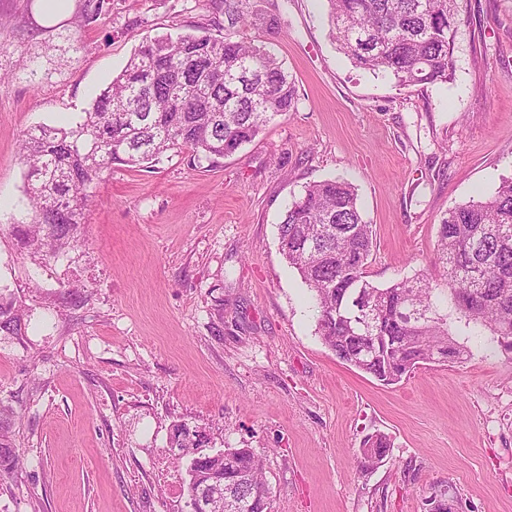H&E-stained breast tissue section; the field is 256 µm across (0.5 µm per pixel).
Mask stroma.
I'll use <instances>...</instances> for the list:
<instances>
[{
    "label": "stroma",
    "mask_w": 512,
    "mask_h": 512,
    "mask_svg": "<svg viewBox=\"0 0 512 512\" xmlns=\"http://www.w3.org/2000/svg\"><path fill=\"white\" fill-rule=\"evenodd\" d=\"M0 0V406L23 460L0 512H191L187 460L154 476L178 426L202 453L262 457L273 512H512V353L453 330L470 354L393 386L324 344L278 226L309 183H351L373 228L369 281L429 269L442 217L512 177V0H461L446 83L400 87L355 68L326 0H246L243 29L283 63L293 107L218 163L166 153L113 164L76 242L54 255L31 221L20 155L39 125L74 126L146 35L224 33L215 0H74L38 22ZM391 438L363 470L366 436Z\"/></svg>",
    "instance_id": "35a3bbf8"
}]
</instances>
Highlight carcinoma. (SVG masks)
Instances as JSON below:
<instances>
[{"label":"carcinoma","instance_id":"1","mask_svg":"<svg viewBox=\"0 0 512 512\" xmlns=\"http://www.w3.org/2000/svg\"><path fill=\"white\" fill-rule=\"evenodd\" d=\"M330 37L354 66L399 86L446 83L453 75L459 0H327ZM224 35L163 34L145 39L121 72L70 128L38 126L21 144L26 196L35 213L22 231L37 251L54 254L76 241L91 184L114 163L150 164L167 151L215 162L252 142L289 111L295 87L266 47L237 25L252 24L239 0H224ZM280 252L311 293L318 332L336 356L384 385L423 363H461L470 354L452 331L456 321L487 331L512 352V178L483 200L448 209L436 247L439 277L416 274L386 287L366 278L372 225L343 180L305 187L279 225ZM375 306L365 325L359 305ZM416 310L420 318L410 320ZM0 467L18 455L1 433ZM202 436L180 426L175 459L201 447ZM391 450L381 433L363 440L358 464L370 469ZM190 504L203 481L233 484L244 512H272V491L250 448H226L191 459Z\"/></svg>","mask_w":512,"mask_h":512}]
</instances>
